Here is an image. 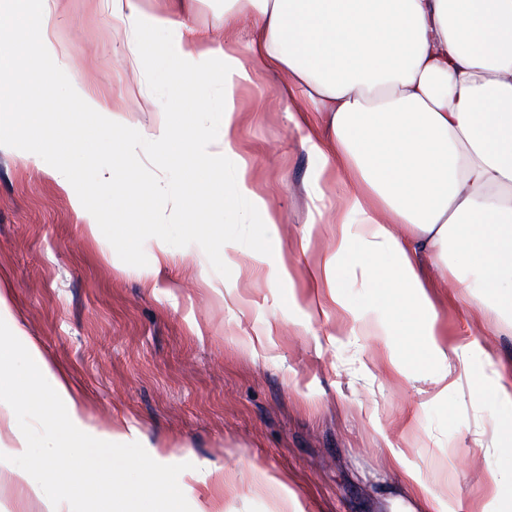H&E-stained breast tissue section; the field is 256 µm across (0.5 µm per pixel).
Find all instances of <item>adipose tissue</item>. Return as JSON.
Instances as JSON below:
<instances>
[{
  "mask_svg": "<svg viewBox=\"0 0 512 512\" xmlns=\"http://www.w3.org/2000/svg\"><path fill=\"white\" fill-rule=\"evenodd\" d=\"M9 18L38 51L21 56L0 40V126L25 138L26 156H39L38 107L54 94L58 58L48 35L57 0H9ZM113 19L134 34L135 65L177 79L182 98L201 105L203 85L224 87V153L212 152L210 131L178 120L148 133L119 125L108 101L78 82L67 95L92 119L62 118L56 141L64 158L55 174L75 195L83 190L70 157L88 156L108 130L120 129L128 148L150 141L161 163L179 167L187 197L214 193L223 208L250 203V216L276 234L279 215L250 189L252 171L236 161V92L260 73H282L279 98L317 160L307 188L322 204L323 186L343 188L336 205V247L312 273L330 300L346 307L340 284L351 278L401 298L395 312L414 324L418 354L444 366L479 349L454 343L439 321L433 285L419 258L454 260L472 274L484 303L512 327V0H224V40L214 43L168 10L150 12L141 0H106ZM233 180L222 184L225 160ZM135 165L107 168L100 194L113 204L145 194ZM18 401L53 427L49 446L31 455L24 433L0 467L43 499L46 512L81 494L84 462L112 487V434L86 428L65 377L37 349L18 352L0 340V380ZM158 468L122 497L99 500L97 512H179L178 494L158 496Z\"/></svg>",
  "mask_w": 512,
  "mask_h": 512,
  "instance_id": "1",
  "label": "adipose tissue"
}]
</instances>
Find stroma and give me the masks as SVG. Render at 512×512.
<instances>
[{"label":"stroma","mask_w":512,"mask_h":512,"mask_svg":"<svg viewBox=\"0 0 512 512\" xmlns=\"http://www.w3.org/2000/svg\"><path fill=\"white\" fill-rule=\"evenodd\" d=\"M49 33L57 78L90 88L145 131L168 120L171 86L132 65L130 35L103 0H60ZM278 84L267 73L238 93L234 132L255 192L281 215L273 242L264 225L183 199L181 171L146 145L135 160L151 193L131 202L139 221L125 227L135 249L92 236L52 160L26 157L1 129L0 284L10 297L0 336L42 351L68 379L85 425L136 427L112 445L115 493L158 461L182 512H287L291 492L301 512H384L406 468L440 512H501L485 475L503 462L475 439L512 414L491 387L493 368H512V330L489 335L498 314L481 308L467 273L441 288L449 339L476 338L484 350L454 361L459 384L435 401L429 376L440 362L408 358L403 377L386 367L387 351L406 355L414 342L389 310L390 290L344 281L351 310L329 302L310 318V271L334 248L335 227L311 220L304 187L315 161ZM147 96L159 111H142ZM280 262L290 280L273 278ZM357 312L386 317L388 344L355 326Z\"/></svg>","instance_id":"35a3bbf8"}]
</instances>
